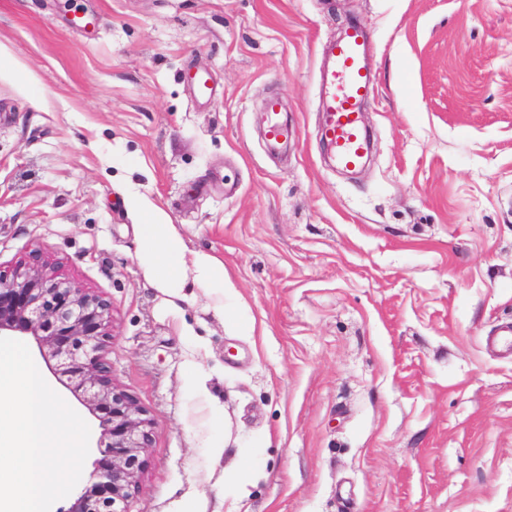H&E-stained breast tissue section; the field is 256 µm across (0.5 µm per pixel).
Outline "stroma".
<instances>
[{
	"label": "stroma",
	"mask_w": 512,
	"mask_h": 512,
	"mask_svg": "<svg viewBox=\"0 0 512 512\" xmlns=\"http://www.w3.org/2000/svg\"><path fill=\"white\" fill-rule=\"evenodd\" d=\"M352 22L355 175L317 87ZM0 54V270L39 250L111 302L152 423L131 512H512V0H0ZM146 206L223 293L156 281ZM267 137L270 141L288 140L289 137L295 138L297 136L296 130L288 129V126L282 125L278 121V101L273 99L267 103ZM194 266L201 273L205 287L215 291H224V266L214 257L196 254L192 259Z\"/></svg>",
	"instance_id": "obj_1"
}]
</instances>
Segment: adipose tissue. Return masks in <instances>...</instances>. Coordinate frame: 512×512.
Listing matches in <instances>:
<instances>
[{"label":"adipose tissue","instance_id":"adipose-tissue-1","mask_svg":"<svg viewBox=\"0 0 512 512\" xmlns=\"http://www.w3.org/2000/svg\"><path fill=\"white\" fill-rule=\"evenodd\" d=\"M139 256L166 287L180 285L182 271L190 262L200 271L205 287L215 291L224 288L223 264L208 255L198 254L194 258H187L183 243L172 225L159 223L156 215L150 211L145 214Z\"/></svg>","mask_w":512,"mask_h":512}]
</instances>
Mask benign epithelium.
I'll use <instances>...</instances> for the list:
<instances>
[{"label":"benign epithelium","mask_w":512,"mask_h":512,"mask_svg":"<svg viewBox=\"0 0 512 512\" xmlns=\"http://www.w3.org/2000/svg\"><path fill=\"white\" fill-rule=\"evenodd\" d=\"M30 335L56 379L99 422L91 482L64 512H130L146 468L151 423L133 396L112 381V305L64 276L38 250L0 272V336Z\"/></svg>","instance_id":"1"}]
</instances>
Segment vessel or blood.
<instances>
[{
  "label": "vessel or blood",
  "mask_w": 512,
  "mask_h": 512,
  "mask_svg": "<svg viewBox=\"0 0 512 512\" xmlns=\"http://www.w3.org/2000/svg\"><path fill=\"white\" fill-rule=\"evenodd\" d=\"M330 62L319 69L321 133L339 165L354 168L365 153L366 131L362 107L374 90L375 76L365 63V36L358 25L328 47ZM267 137L278 142L296 137V130L278 120V103L267 104Z\"/></svg>",
  "instance_id": "1"
}]
</instances>
